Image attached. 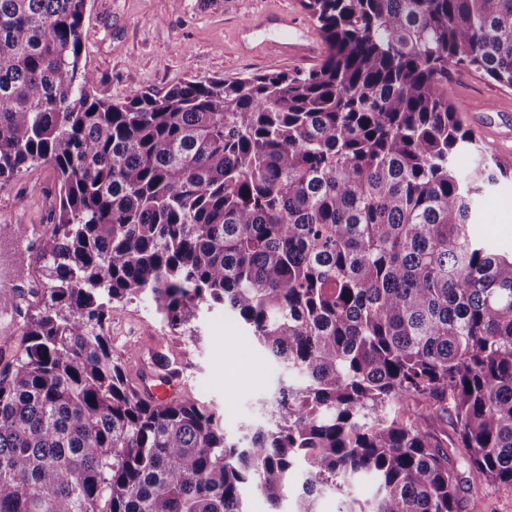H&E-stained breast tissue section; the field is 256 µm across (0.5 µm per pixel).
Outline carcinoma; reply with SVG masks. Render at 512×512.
<instances>
[{
	"mask_svg": "<svg viewBox=\"0 0 512 512\" xmlns=\"http://www.w3.org/2000/svg\"><path fill=\"white\" fill-rule=\"evenodd\" d=\"M87 2L0 0V188L58 180L44 301L0 370V512H317L328 489L461 512L462 460L512 485V256L474 231L506 171L448 86L512 87V0H301L317 68L124 102L82 66ZM135 299L172 330L232 313L289 376L267 424L232 438L190 394L147 398L112 350Z\"/></svg>",
	"mask_w": 512,
	"mask_h": 512,
	"instance_id": "cac0c4a2",
	"label": "carcinoma"
}]
</instances>
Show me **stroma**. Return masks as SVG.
Returning a JSON list of instances; mask_svg holds the SVG:
<instances>
[{
    "mask_svg": "<svg viewBox=\"0 0 512 512\" xmlns=\"http://www.w3.org/2000/svg\"><path fill=\"white\" fill-rule=\"evenodd\" d=\"M286 10L303 24L317 50L325 44L301 0H88L83 28L82 62L96 78L98 97L121 101L148 92H163L194 76H221L233 81L271 70L260 53L237 42L239 27L252 15ZM449 88L467 106L466 123L478 139L487 130L512 127V87L466 69L451 72ZM57 191L50 165L29 169L0 188V284L18 295L0 305V351L15 355L30 314V291L42 280L39 242L53 228L46 199ZM27 234L14 239L12 228ZM477 234L500 253H512V177L484 194ZM112 345L128 372L146 363L155 350L168 347L179 357L186 389L224 412V427L261 418V402L283 374L233 314L202 309L179 329L168 328L143 301L113 303ZM459 496L465 512H512V486L471 488L467 469L459 471Z\"/></svg>",
    "mask_w": 512,
    "mask_h": 512,
    "instance_id": "35a3bbf8",
    "label": "stroma"
}]
</instances>
